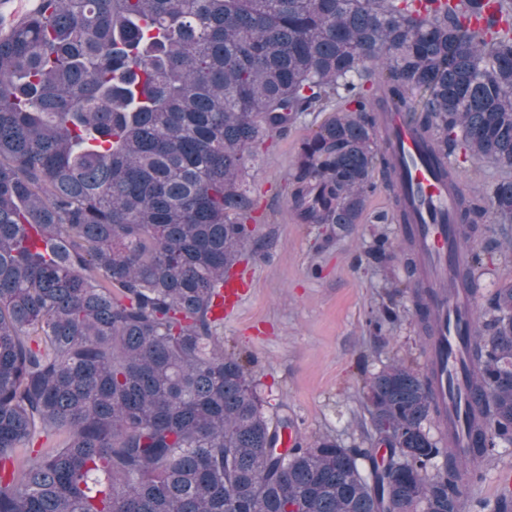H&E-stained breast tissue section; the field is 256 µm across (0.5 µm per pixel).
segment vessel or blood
Instances as JSON below:
<instances>
[{
	"label": "vessel or blood",
	"instance_id": "1",
	"mask_svg": "<svg viewBox=\"0 0 512 512\" xmlns=\"http://www.w3.org/2000/svg\"><path fill=\"white\" fill-rule=\"evenodd\" d=\"M43 10L42 0H0V33L9 34L22 20ZM386 134L387 149L401 165L404 189L414 210V222L403 227V235L413 239L429 287H442L445 281L469 273L471 264L456 240L448 187L439 180L432 164L436 146L432 138L419 136L405 111L389 115ZM248 290L249 284L241 271L230 270L224 281V298L215 309L217 317L230 315ZM479 294L480 287L474 282L451 296H438L432 306L437 340L429 347L426 358L438 369L432 387L436 403L456 406L448 388L467 384L468 375L457 358L458 346L461 336L471 331L472 312Z\"/></svg>",
	"mask_w": 512,
	"mask_h": 512
}]
</instances>
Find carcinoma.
I'll return each instance as SVG.
<instances>
[{
	"mask_svg": "<svg viewBox=\"0 0 512 512\" xmlns=\"http://www.w3.org/2000/svg\"><path fill=\"white\" fill-rule=\"evenodd\" d=\"M0 39V512H461L467 464L512 443V282L466 343L476 446L436 439L435 369L367 384L379 465L321 438L282 447L248 364L224 353L215 300L254 240L246 175L264 139L332 113L299 147L303 224H357L401 109L435 138L512 169V0H45ZM460 245L512 178L458 189ZM405 287L436 336L412 240ZM61 434L57 445L26 451ZM442 465L429 469L437 458ZM370 463L363 472L359 459Z\"/></svg>",
	"mask_w": 512,
	"mask_h": 512,
	"instance_id": "1",
	"label": "carcinoma"
}]
</instances>
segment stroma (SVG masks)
I'll use <instances>...</instances> for the list:
<instances>
[{"label": "stroma", "instance_id": "obj_1", "mask_svg": "<svg viewBox=\"0 0 512 512\" xmlns=\"http://www.w3.org/2000/svg\"><path fill=\"white\" fill-rule=\"evenodd\" d=\"M302 116L288 133L259 148L248 170L254 201V241L241 266L250 278L242 305L225 319L224 350L249 358L267 413L287 417L301 443L319 438L386 455L371 439L362 398L365 383L396 360L426 369V346L406 289L404 241L384 186L367 197L359 223L300 224L290 203L289 178L298 146L325 120ZM391 257L374 262L377 240ZM499 226L485 224L474 269L481 299L512 281V252L500 247ZM512 468V445L481 462L478 481L465 484L463 512H495L502 497L500 470Z\"/></svg>", "mask_w": 512, "mask_h": 512}]
</instances>
